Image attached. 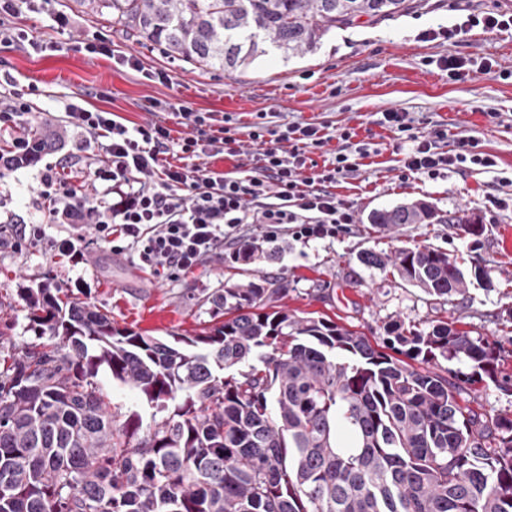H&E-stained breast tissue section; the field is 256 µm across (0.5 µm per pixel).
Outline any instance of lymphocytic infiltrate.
<instances>
[{
  "label": "lymphocytic infiltrate",
  "mask_w": 512,
  "mask_h": 512,
  "mask_svg": "<svg viewBox=\"0 0 512 512\" xmlns=\"http://www.w3.org/2000/svg\"><path fill=\"white\" fill-rule=\"evenodd\" d=\"M168 109L166 102H150L151 121L131 128L113 113L67 104L70 124L89 134L100 151L93 178L103 193L84 194L49 171L41 178L34 207L77 227L90 225L96 242L115 253L132 250L139 266L170 278L217 252L244 224L261 225L267 241L274 242L285 234L305 240L330 237L354 223L353 212L333 192L337 182L359 172L366 155L354 141V129L340 130L333 159L320 166L309 155L323 149L329 137L315 124L292 122L279 131L256 122L242 140L232 125L216 127L190 112V130L176 140L166 123ZM381 123L413 145L403 176L434 179L445 170L466 173L477 166L489 171L497 165L475 136H452L441 128L420 135L407 113L393 110L383 112ZM248 144L256 148V173L249 178L227 177L202 163L218 154L240 157ZM175 145L184 164L167 161Z\"/></svg>",
  "instance_id": "f902f5d3"
}]
</instances>
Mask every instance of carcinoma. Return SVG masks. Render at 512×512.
<instances>
[{"label": "carcinoma", "instance_id": "carcinoma-1", "mask_svg": "<svg viewBox=\"0 0 512 512\" xmlns=\"http://www.w3.org/2000/svg\"><path fill=\"white\" fill-rule=\"evenodd\" d=\"M202 69H236L266 48L313 51L331 29L376 22L413 0H77ZM31 164L55 146L28 132ZM419 202L376 211L383 227L424 224ZM404 282L465 295L456 258L430 246L363 252ZM50 281L21 288L36 341L0 358V512H512V415L459 401L499 382L497 340L441 321L386 336L280 305L262 280L207 298L224 321L165 339L119 327ZM464 362L469 371L443 366ZM152 409L110 406L95 378Z\"/></svg>", "mask_w": 512, "mask_h": 512}]
</instances>
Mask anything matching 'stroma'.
<instances>
[{"instance_id": "1", "label": "stroma", "mask_w": 512, "mask_h": 512, "mask_svg": "<svg viewBox=\"0 0 512 512\" xmlns=\"http://www.w3.org/2000/svg\"><path fill=\"white\" fill-rule=\"evenodd\" d=\"M61 15L69 19L68 27L57 25ZM455 19L448 0H423L421 7L389 19L330 30L304 56L289 58L270 49L245 67L223 71L203 70L158 46L141 45L122 22L86 13L76 0H41L35 11L17 14L12 23L25 31L31 45L0 43V73L11 75L20 88L37 85L40 94L15 127L0 129V143L47 119L54 127L67 126L65 106L70 102L114 113L131 127L147 122L149 100L159 99L171 106L168 124L177 138L187 131L181 117L186 109L231 117L243 140L264 113L276 126L323 125L331 140L323 152L314 153L316 161L336 150L344 127L356 130L368 154L358 175L334 189L337 200L355 216L347 231L333 238L269 243L260 225L247 224L244 238L261 246L262 255L247 263L235 260L238 243L233 240L171 279L140 267L131 252L115 254L92 241L88 227L83 230L88 243L82 262L60 252L72 225L45 220L34 210L33 199L49 167L76 186L90 183L86 135L69 128L64 141L37 163L0 173V300L15 307L10 315L0 314V348L30 341L29 311L17 291L47 278L82 291L119 326L164 338L191 336L214 325L206 298L215 291L266 278L287 286L283 303L289 312L327 316L372 339L397 321L425 329L444 320L471 336L499 340L505 347L499 369L512 378V202L504 207L495 203L508 194L499 178L512 177V80L500 75L512 67V35L476 28L449 41L422 39L423 31ZM100 32L109 34L116 53L135 56L138 68L86 52V43ZM450 55L469 60L466 75L452 78L440 69V59ZM154 71L166 72L168 81L151 79ZM389 109L409 113L421 132L440 126L452 135L479 138L484 150L496 156L495 170L401 179L404 150L395 134L378 123L381 112ZM490 111L500 113L499 122L488 121ZM411 202L427 204L435 221L385 229L369 220L374 211ZM455 212L482 224L484 234H460L446 221ZM40 223L44 239L10 247L18 229ZM405 245H427L456 257L471 278L466 295L443 301L390 269L359 260L368 249L391 253ZM478 265L489 270L490 281L473 279ZM460 401L478 412L512 414V385L476 383L466 387Z\"/></svg>"}]
</instances>
